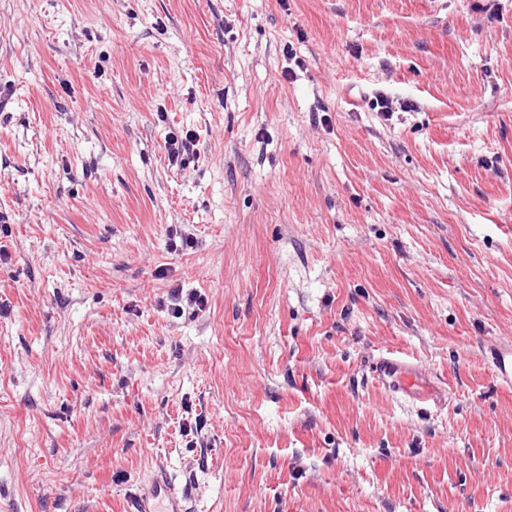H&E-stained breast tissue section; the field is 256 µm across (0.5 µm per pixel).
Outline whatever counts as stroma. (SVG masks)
Returning a JSON list of instances; mask_svg holds the SVG:
<instances>
[{
  "instance_id": "obj_1",
  "label": "stroma",
  "mask_w": 512,
  "mask_h": 512,
  "mask_svg": "<svg viewBox=\"0 0 512 512\" xmlns=\"http://www.w3.org/2000/svg\"><path fill=\"white\" fill-rule=\"evenodd\" d=\"M0 213V512H512V0H0ZM196 144V136L190 131L185 134L170 133L165 141L170 164L178 167L186 166L187 161L196 156ZM373 372L376 378L388 388L412 397L411 390L416 383L418 374L416 370L399 358L382 357L375 364ZM166 501L163 509L158 506ZM135 512H185L183 497L178 494L172 480L164 473L152 476L136 495Z\"/></svg>"
}]
</instances>
